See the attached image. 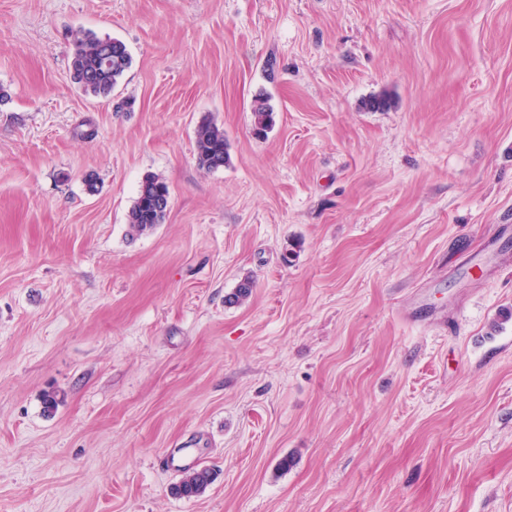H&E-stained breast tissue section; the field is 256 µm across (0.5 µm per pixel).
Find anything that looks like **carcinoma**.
I'll list each match as a JSON object with an SVG mask.
<instances>
[{"label":"carcinoma","instance_id":"carcinoma-1","mask_svg":"<svg viewBox=\"0 0 512 512\" xmlns=\"http://www.w3.org/2000/svg\"><path fill=\"white\" fill-rule=\"evenodd\" d=\"M131 63V54L122 40L85 33L76 40L71 58V75L81 89L97 98L108 100L112 98L115 87ZM252 114L255 133L265 135L274 124L272 107L265 100H257ZM195 145L198 165L207 171L217 170L230 161L224 127L212 119L206 118L199 124ZM168 201L170 190L167 182L156 175L147 176L129 211V233L141 235L164 223L167 210L158 208V205ZM253 288V280L243 278L236 290L225 297V303H243L251 296ZM213 479V472L207 467L188 470L171 487V493L179 498L199 497L206 492Z\"/></svg>","mask_w":512,"mask_h":512}]
</instances>
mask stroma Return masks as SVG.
I'll return each instance as SVG.
<instances>
[{
  "label": "stroma",
  "mask_w": 512,
  "mask_h": 512,
  "mask_svg": "<svg viewBox=\"0 0 512 512\" xmlns=\"http://www.w3.org/2000/svg\"><path fill=\"white\" fill-rule=\"evenodd\" d=\"M0 90V512H512V0H0ZM131 63V54L122 40L85 33L76 40L71 75L85 92L108 100ZM253 123L255 133L264 136L274 124V112L267 100L255 101L253 108ZM198 165L207 171L217 170L230 161L224 128L213 119L202 120L195 138ZM160 202H168L170 208V190L167 182L159 176H147L140 187L138 197L129 211L128 227L131 235H141L152 231L166 220V206L159 209ZM213 479V472L207 467L188 470L171 487V493L179 498L199 497L206 492Z\"/></svg>",
  "instance_id": "1"
}]
</instances>
